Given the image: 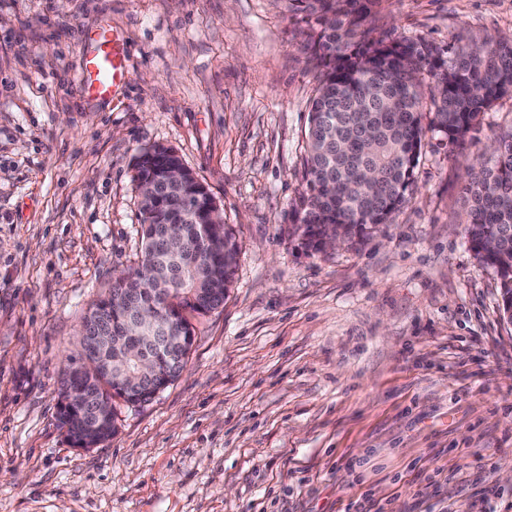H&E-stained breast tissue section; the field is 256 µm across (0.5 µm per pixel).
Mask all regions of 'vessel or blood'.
<instances>
[{
	"label": "vessel or blood",
	"instance_id": "vessel-or-blood-1",
	"mask_svg": "<svg viewBox=\"0 0 512 512\" xmlns=\"http://www.w3.org/2000/svg\"><path fill=\"white\" fill-rule=\"evenodd\" d=\"M128 48L122 37L104 25L84 39L78 71L83 96L105 99L113 95L128 77Z\"/></svg>",
	"mask_w": 512,
	"mask_h": 512
}]
</instances>
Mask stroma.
<instances>
[{
    "label": "stroma",
    "mask_w": 512,
    "mask_h": 512,
    "mask_svg": "<svg viewBox=\"0 0 512 512\" xmlns=\"http://www.w3.org/2000/svg\"><path fill=\"white\" fill-rule=\"evenodd\" d=\"M110 23L130 81L84 97ZM288 0H0V512H512V325L465 236L468 171L429 135L407 203L355 246L290 237L319 72ZM512 33V0H379L372 38L444 50ZM165 145L240 245L223 307L189 314L180 377L72 447L58 378L88 305L141 254L133 183Z\"/></svg>",
    "instance_id": "obj_1"
}]
</instances>
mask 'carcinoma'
I'll use <instances>...</instances> for the list:
<instances>
[{"label": "carcinoma", "mask_w": 512, "mask_h": 512, "mask_svg": "<svg viewBox=\"0 0 512 512\" xmlns=\"http://www.w3.org/2000/svg\"><path fill=\"white\" fill-rule=\"evenodd\" d=\"M319 49L318 85L309 110L305 189L291 211V235L312 253L328 242L354 245L390 223L408 201L427 134L463 144L494 105L512 99V38L451 54L422 38L370 39L365 24L375 0H290ZM177 152L155 145L142 152L133 181L141 213V258L81 317L85 336L124 335L134 304L156 308L162 320L150 336L185 341L180 355L151 346L155 376L145 385L125 373L137 355L104 344L94 356L77 354L62 371L65 384L91 409L79 414L58 389L57 418L70 443L92 448L117 432L115 400L148 403L181 374L194 342L186 311L206 314L224 305L240 246L227 224H213L215 198L190 169L175 188L164 187ZM472 204L465 232L480 267L493 271L501 305L512 308V128L500 133L491 165L472 170ZM176 227L174 246L162 229Z\"/></svg>", "instance_id": "obj_1"}]
</instances>
